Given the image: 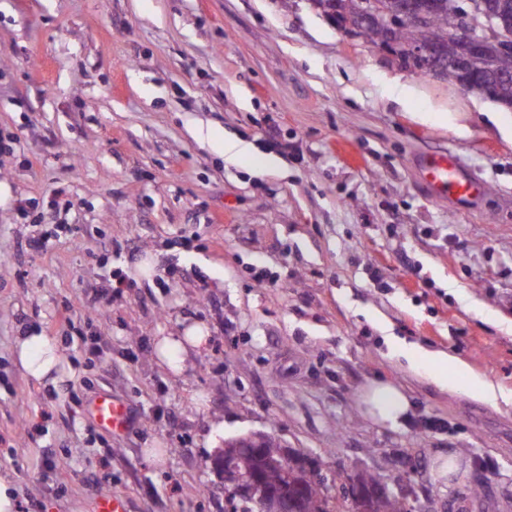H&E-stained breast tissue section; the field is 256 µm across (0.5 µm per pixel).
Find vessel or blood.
Returning <instances> with one entry per match:
<instances>
[{
    "label": "vessel or blood",
    "instance_id": "1",
    "mask_svg": "<svg viewBox=\"0 0 512 512\" xmlns=\"http://www.w3.org/2000/svg\"><path fill=\"white\" fill-rule=\"evenodd\" d=\"M423 186L436 200L452 205L476 202L479 189L461 165L458 157L448 151H432L417 156ZM90 416L96 426L108 434H120L127 428V410L123 402L102 394L89 404Z\"/></svg>",
    "mask_w": 512,
    "mask_h": 512
}]
</instances>
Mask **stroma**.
<instances>
[{"label":"stroma","instance_id":"obj_1","mask_svg":"<svg viewBox=\"0 0 512 512\" xmlns=\"http://www.w3.org/2000/svg\"><path fill=\"white\" fill-rule=\"evenodd\" d=\"M490 104L307 0H0V477L16 512H94L107 492L128 512H229L213 455L254 431L313 457L332 500L337 475L377 470L409 512H512V405L442 389L384 342L512 391V111L492 122ZM228 139L248 146L237 161ZM439 150L478 204L423 189L414 160ZM54 224L67 232L34 248ZM194 326L205 341L173 372L155 345ZM33 327L82 362L64 391L13 361ZM373 380L409 397L406 426L364 416ZM101 393L126 403L123 434L92 422ZM451 448L479 496L436 478ZM411 357H418L431 363L435 369L436 383L447 389H453L448 386V371L456 375H465L468 371L464 362L448 357V355L438 351L419 349V351H414ZM411 357L409 355L407 358L411 359Z\"/></svg>","mask_w":512,"mask_h":512}]
</instances>
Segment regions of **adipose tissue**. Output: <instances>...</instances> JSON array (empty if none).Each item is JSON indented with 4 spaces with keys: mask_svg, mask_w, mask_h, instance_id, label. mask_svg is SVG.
<instances>
[{
    "mask_svg": "<svg viewBox=\"0 0 512 512\" xmlns=\"http://www.w3.org/2000/svg\"><path fill=\"white\" fill-rule=\"evenodd\" d=\"M16 364L31 379L61 386L71 379L72 371L55 342L37 331L18 337L13 347ZM364 414L374 422L397 429L403 426L412 404L406 394L389 382H369L360 394Z\"/></svg>",
    "mask_w": 512,
    "mask_h": 512,
    "instance_id": "ef3b65f1",
    "label": "adipose tissue"
}]
</instances>
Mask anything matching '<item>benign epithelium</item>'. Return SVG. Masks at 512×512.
<instances>
[{
    "mask_svg": "<svg viewBox=\"0 0 512 512\" xmlns=\"http://www.w3.org/2000/svg\"><path fill=\"white\" fill-rule=\"evenodd\" d=\"M459 21L448 31V42L456 47V53L445 56L433 46L416 44L410 47L411 53L418 58L422 69L433 78L440 79L445 73L456 72L462 76L457 85L468 90L474 80L482 82L488 95L497 96L499 84L506 80L497 70V59L512 53V22L501 11L484 2L475 4L473 0H459ZM426 14L405 5L401 11L385 13L378 7L376 0H359L356 15L339 31L347 38H354L363 31V25H376L382 30V37L374 47L388 52L393 46L395 33L407 25H421ZM252 447L259 449L267 442L279 445V455L283 458L293 455L298 465L304 469L295 482L281 490L266 488L256 474H239L227 466L224 455L218 452L213 459V469L220 484L234 497L251 498L256 501L259 512H299L305 508V482L311 469V457L299 450L288 447L279 437L267 433H254L245 437ZM366 472L358 471L349 477L354 497L368 498L377 492H389L387 483L372 489L364 484Z\"/></svg>",
    "mask_w": 512,
    "mask_h": 512,
    "instance_id": "1",
    "label": "benign epithelium"
}]
</instances>
